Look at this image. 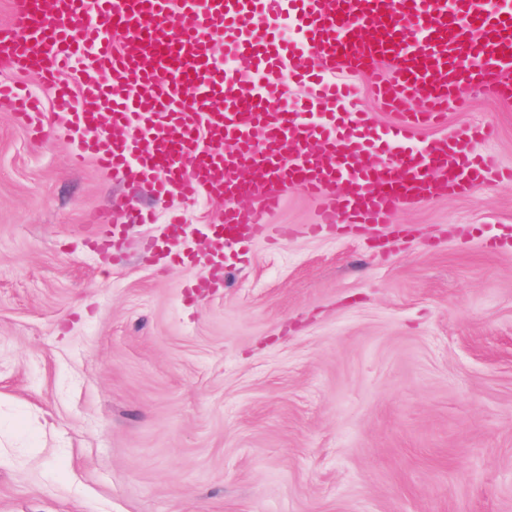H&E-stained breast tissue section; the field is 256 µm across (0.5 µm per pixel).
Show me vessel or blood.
<instances>
[{"mask_svg":"<svg viewBox=\"0 0 512 512\" xmlns=\"http://www.w3.org/2000/svg\"><path fill=\"white\" fill-rule=\"evenodd\" d=\"M283 23L294 39L276 38ZM218 42L234 69L217 58ZM308 58L320 63V92L285 107ZM0 62L52 91L82 144L73 167L91 157L128 181L151 180L159 201L223 198L220 222L204 227L216 288L225 247L284 236L267 217L290 186L319 205L310 234L363 235L383 225L400 233L392 218L407 205L512 180L482 151L492 125L426 146L410 137L464 108L470 93L512 99V0H55L50 15L42 0H12ZM363 70L382 73L377 99L398 123L379 128L368 113L337 111L335 75ZM3 105L28 121L40 100L1 82ZM243 198L255 208H240ZM141 221L130 207L97 246H115ZM156 255L167 267L198 260L184 246Z\"/></svg>","mask_w":512,"mask_h":512,"instance_id":"obj_1","label":"vessel or blood"}]
</instances>
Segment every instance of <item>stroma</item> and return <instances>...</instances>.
I'll list each match as a JSON object with an SVG mask.
<instances>
[{
    "label": "stroma",
    "mask_w": 512,
    "mask_h": 512,
    "mask_svg": "<svg viewBox=\"0 0 512 512\" xmlns=\"http://www.w3.org/2000/svg\"><path fill=\"white\" fill-rule=\"evenodd\" d=\"M0 110V512H512V184L401 209L371 245L313 236L286 190L287 240L173 268L171 215L212 224L223 199L171 197L68 157ZM341 112L395 122L366 74ZM490 123L512 168V101L473 96L426 142ZM149 223L93 248L103 217Z\"/></svg>",
    "instance_id": "35a3bbf8"
}]
</instances>
